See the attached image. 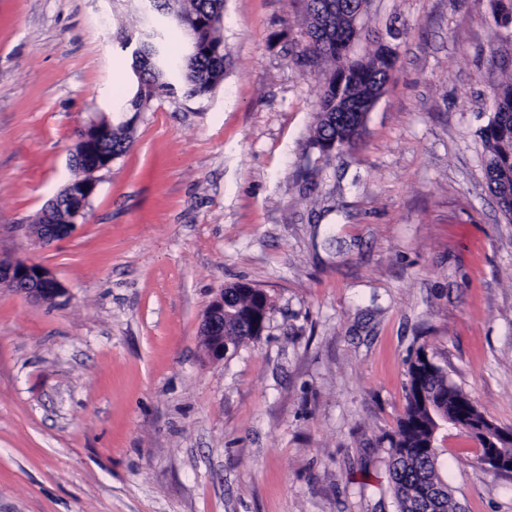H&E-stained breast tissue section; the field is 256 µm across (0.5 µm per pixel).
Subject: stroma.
Segmentation results:
<instances>
[{
  "label": "stroma",
  "instance_id": "1",
  "mask_svg": "<svg viewBox=\"0 0 512 512\" xmlns=\"http://www.w3.org/2000/svg\"><path fill=\"white\" fill-rule=\"evenodd\" d=\"M493 0H368L356 58L394 66L361 138L309 142L329 64L301 0H224L223 82L136 89L121 34L148 0H0V256L48 268L47 304L0 287V512H396L388 439L418 351L512 428V222L479 131L512 77ZM121 80H114V73ZM131 123L74 232L30 230L73 176L75 133ZM266 292L259 340L209 361L225 285ZM449 430L462 512H512V472Z\"/></svg>",
  "mask_w": 512,
  "mask_h": 512
}]
</instances>
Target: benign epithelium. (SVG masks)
<instances>
[{
    "label": "benign epithelium",
    "mask_w": 512,
    "mask_h": 512,
    "mask_svg": "<svg viewBox=\"0 0 512 512\" xmlns=\"http://www.w3.org/2000/svg\"><path fill=\"white\" fill-rule=\"evenodd\" d=\"M367 0H361L360 6L348 10V25L342 36L341 52L351 53L355 41L361 34V17L365 11ZM383 89H373L367 100L359 107L351 108V101L339 96L336 98V111L354 110L359 113L357 132H362L367 113L371 111ZM113 122L108 117H99L90 124L95 135L83 136L80 150L74 156V169L77 175L70 179L65 191L56 196L46 209L48 222L39 225L40 237L36 241L42 244H53L69 236L79 219L84 217L85 209L96 190V182L89 174L109 167L115 160L112 153L105 149V143L112 137ZM66 223H60V220ZM7 286L29 298L39 302L57 303L67 297V288L57 280L52 272L38 264H28L0 258V286ZM271 298H266L263 308L256 314H245L224 306V291L213 298L208 305L202 325L201 339L203 351L211 360H222L234 347V338L225 335L226 317L230 316L238 322L244 318L253 322L256 335H262L266 327ZM450 428L467 429L472 433H482L486 438L487 453L481 458V464L495 469L512 468V456H507L503 449L512 447V431L500 430L496 433L485 428H475L467 422L463 415H450L448 419L436 424L435 432L444 434Z\"/></svg>",
    "instance_id": "1"
}]
</instances>
